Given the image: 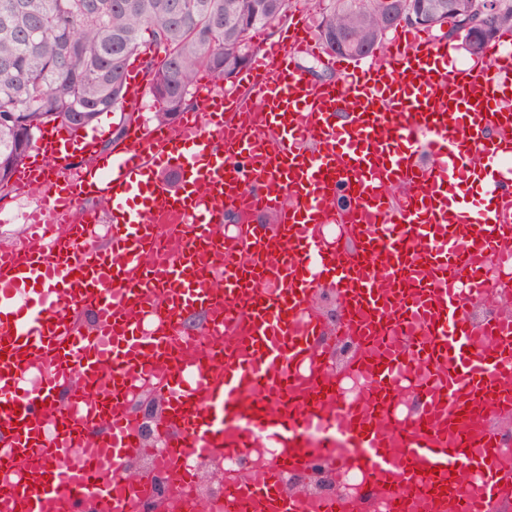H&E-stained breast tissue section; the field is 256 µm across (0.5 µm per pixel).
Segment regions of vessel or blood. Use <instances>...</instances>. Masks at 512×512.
<instances>
[{
    "mask_svg": "<svg viewBox=\"0 0 512 512\" xmlns=\"http://www.w3.org/2000/svg\"><path fill=\"white\" fill-rule=\"evenodd\" d=\"M317 51L297 17L241 73L248 96L204 81L200 110L130 127L83 169L58 129L42 130L38 158L17 171L39 204L21 244L0 248V441L25 470L5 487L15 512H82L101 498L122 512L136 483L112 488L100 470L142 455L126 405L157 376L167 413L156 434L175 483L196 487L186 460L208 449L283 447L278 470L225 488L231 512H297L280 472L305 466L304 435L324 415L352 465L447 494L454 512H491L512 487L493 441L468 425L512 416V327L468 313L486 292L482 257L512 267L499 248L512 240V38L462 67L447 38L400 29L367 62L326 57L338 78L323 83L295 62ZM169 168L179 186L163 179ZM228 213L250 220L233 239L219 230ZM269 213L274 224L260 223ZM332 223L357 251L325 243ZM325 283L368 367L361 401L333 402L324 366L305 392L294 386V367L323 355L311 300ZM73 304L88 326L69 321ZM190 314L203 334L183 333ZM410 359L430 371L417 384L428 412L393 435L379 417ZM35 360L45 374L32 385ZM70 448L91 455L74 467ZM473 475L475 501L463 492Z\"/></svg>",
    "mask_w": 512,
    "mask_h": 512,
    "instance_id": "obj_1",
    "label": "vessel or blood"
}]
</instances>
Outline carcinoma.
Returning a JSON list of instances; mask_svg holds the SVG:
<instances>
[{
	"mask_svg": "<svg viewBox=\"0 0 512 512\" xmlns=\"http://www.w3.org/2000/svg\"><path fill=\"white\" fill-rule=\"evenodd\" d=\"M318 15L316 35L330 53L340 31L357 47L378 49L390 18L412 9L432 14L423 30L452 37L458 26L480 29L484 56L512 27V0L492 13L481 0H307ZM288 0H0V199L49 124L71 132L108 112L125 111L130 60L147 56L149 94L158 116L175 119L196 105L198 73L216 81L249 64L250 34L284 21Z\"/></svg>",
	"mask_w": 512,
	"mask_h": 512,
	"instance_id": "cac0c4a2",
	"label": "carcinoma"
}]
</instances>
